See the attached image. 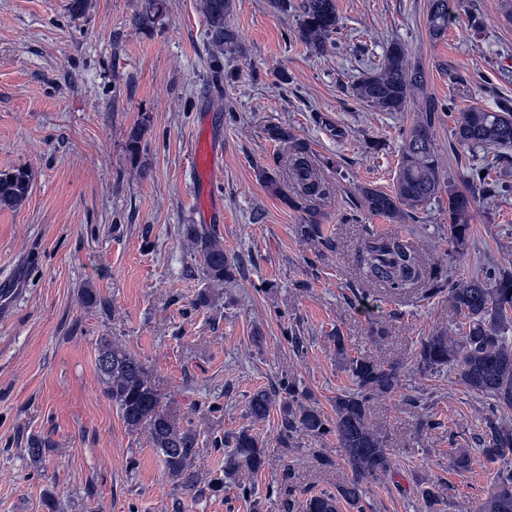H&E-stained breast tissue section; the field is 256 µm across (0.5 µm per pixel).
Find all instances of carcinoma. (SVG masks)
I'll list each match as a JSON object with an SVG mask.
<instances>
[{
	"mask_svg": "<svg viewBox=\"0 0 512 512\" xmlns=\"http://www.w3.org/2000/svg\"><path fill=\"white\" fill-rule=\"evenodd\" d=\"M232 0H204L205 35L218 51L213 67L221 68L220 54L239 47V35L227 22ZM164 0H141L132 17V25L146 28L164 13ZM450 0H429L427 16L431 38L440 39L448 30ZM338 27L336 0H302L299 6L297 35L317 54H323ZM426 74L413 64L405 45L397 40L386 48L383 62L365 73L353 86L354 95L380 112H403L417 102L421 117L409 129L400 154L396 187L387 193L373 187L359 188L360 205L372 215L401 221L408 213L438 197L442 191L439 159L431 135L438 100L426 94ZM267 139L284 143L291 149L289 172L296 199L319 198L324 183L310 161L306 147L295 141L288 128L278 124L265 127ZM454 136L458 144L477 148H512V104L505 101L499 110L488 112L476 107L458 112ZM471 187L460 189L448 183V239L461 246L470 233V217L477 202L475 191L484 202L496 197L485 168L469 176ZM30 190L27 171L17 169L0 173V205L22 203ZM317 211L307 209L299 225L300 234H317ZM198 257L203 272L215 281L235 280L238 264L224 254V246L210 232H195ZM360 276L371 285L392 294L421 291L432 295L443 289V271L428 265L419 251L398 235H383L364 227L356 252ZM448 298L465 325L453 336L446 330L422 336L410 365L423 373L445 369L459 375L464 386L490 400V414L485 430L476 437L479 453L489 461L503 462L479 512H512V425L502 413L512 410V270H503L487 280L472 278L448 288ZM336 358L345 365L355 389L336 396L335 418L328 420L315 406L298 397L299 390L290 382L281 387V432L305 430L316 436L330 432L342 449V460L351 471L336 493L314 495L305 501L304 512H338L343 500L354 509L362 508L364 484L375 481L393 468L387 439L370 419L368 403L401 386L404 365L369 357H349L342 337H336ZM96 369L104 395L116 406L124 424L134 431H148L166 471L176 477L183 493L191 496L197 487L193 460L198 435L190 426L181 425L163 406L162 395L148 380L142 362L103 336L97 346ZM274 406L273 394L266 389L253 392L248 400V415L255 421L266 419ZM224 471L259 472L265 463V445L260 436L244 429L224 440Z\"/></svg>",
	"mask_w": 512,
	"mask_h": 512,
	"instance_id": "obj_1",
	"label": "carcinoma"
}]
</instances>
